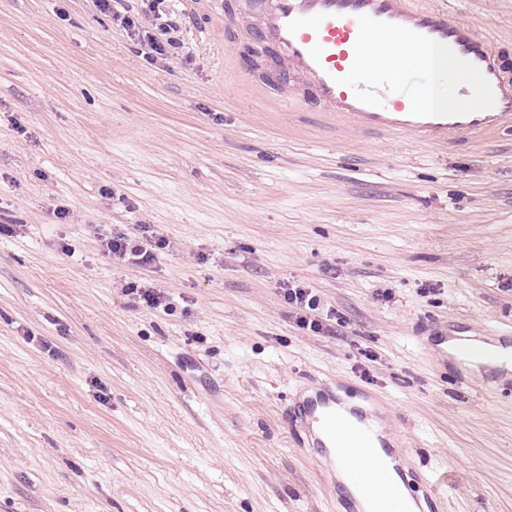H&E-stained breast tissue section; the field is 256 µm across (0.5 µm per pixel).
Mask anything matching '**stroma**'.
<instances>
[{
  "label": "stroma",
  "instance_id": "obj_1",
  "mask_svg": "<svg viewBox=\"0 0 512 512\" xmlns=\"http://www.w3.org/2000/svg\"><path fill=\"white\" fill-rule=\"evenodd\" d=\"M259 2L166 0L184 52L149 62V0L131 28L0 0V512H348L297 413L324 389L376 397L443 512H512L506 379L430 338L512 336V133L428 146L298 104ZM447 2L512 56V0ZM145 224L154 263L105 255ZM288 282L337 335L296 326Z\"/></svg>",
  "mask_w": 512,
  "mask_h": 512
}]
</instances>
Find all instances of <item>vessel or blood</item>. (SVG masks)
I'll return each mask as SVG.
<instances>
[{"instance_id":"vessel-or-blood-1","label":"vessel or blood","mask_w":512,"mask_h":512,"mask_svg":"<svg viewBox=\"0 0 512 512\" xmlns=\"http://www.w3.org/2000/svg\"><path fill=\"white\" fill-rule=\"evenodd\" d=\"M376 34L432 64L444 56L463 59L480 78L479 107L456 110L412 95L381 100L379 80L402 84L409 75L381 74L365 66L369 40ZM257 35L276 47L301 89L360 129L429 145L459 144L512 129V69L493 38L478 34L446 7L419 6L414 0H263ZM301 414L318 422L347 466L362 474L374 512H391L399 488L385 468L370 465L375 455L371 438L360 427H339L329 401L302 406Z\"/></svg>"}]
</instances>
